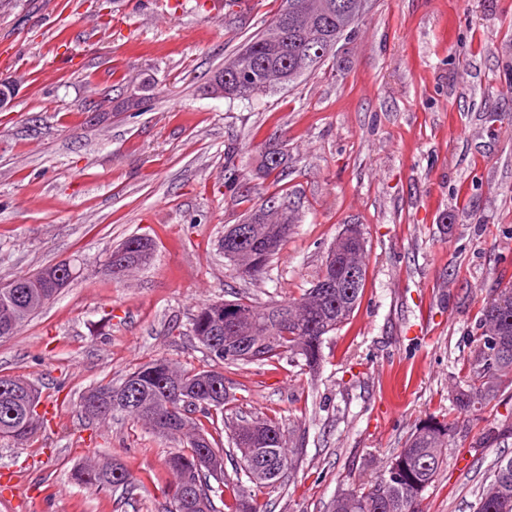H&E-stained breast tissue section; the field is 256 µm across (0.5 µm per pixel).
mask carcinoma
Here are the masks:
<instances>
[{
  "instance_id": "obj_1",
  "label": "carcinoma",
  "mask_w": 512,
  "mask_h": 512,
  "mask_svg": "<svg viewBox=\"0 0 512 512\" xmlns=\"http://www.w3.org/2000/svg\"><path fill=\"white\" fill-rule=\"evenodd\" d=\"M297 5L294 23L285 26L282 14L252 37L245 47L224 63L219 72L230 74L248 70L251 77L244 85L226 95L230 101L251 103L276 87L294 84L312 70L310 56L326 51L332 44L354 33L365 11L361 0H288ZM237 153H224L227 183L236 192L249 195L251 186L235 177ZM288 156L279 147H270L262 156L257 175L281 179ZM300 222V215L288 195L275 193L244 219L254 246L252 258H238L239 246L234 226L224 229L218 249L224 262L243 278H255L267 272L288 235ZM366 246L356 240L336 236L328 252L337 262L324 263L300 297L288 302L257 303L239 298L229 301L237 310L236 321L219 328L213 304L201 305L192 322V332L205 349L212 364L202 369H181L166 359H155L129 373L118 386L100 384L87 389L80 398L81 412L97 420L118 413L140 422L153 434L179 439L183 450L179 463H169L175 475L172 492L173 510L178 509L181 486L193 484L205 500L207 512H217L214 498L229 492L224 503L228 512H270L268 503L246 492L241 485L218 479L210 483L213 472L204 458L224 459V448L215 446L210 430L227 425L224 414L233 399L214 387L224 380L220 372L226 364L250 363L245 350H227L224 343L233 336L248 341L247 348L257 349L259 362L276 363L293 355L309 370L322 361L324 336L340 328L360 304L366 279ZM155 246L151 239L131 236L112 249L105 266L112 267V279L120 280L134 270L151 263ZM358 270L357 286L346 287L350 268ZM59 289L44 287L43 271L20 275L11 287L0 288V341L11 338L18 328L55 299ZM481 336L478 353L468 373L455 389L457 411L479 416L500 393L512 386V285L498 289L480 310ZM10 386L0 379V441L21 443L43 424L28 393L39 395L30 382L8 377ZM458 422L429 416L415 426L404 445L394 452L385 470L372 482L336 496L332 512H420V503L442 467L447 463L445 449L454 437ZM512 438V422L493 421L479 436V444L493 445ZM236 455L235 471L247 473L260 460L297 468L300 454L285 447L282 428L272 417L240 419L230 428ZM77 481L90 489H111L132 483L129 471L119 462L90 460L77 470ZM475 512H512V456L497 460L493 473L481 484Z\"/></svg>"
}]
</instances>
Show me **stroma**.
Masks as SVG:
<instances>
[{
    "label": "stroma",
    "instance_id": "35a3bbf8",
    "mask_svg": "<svg viewBox=\"0 0 512 512\" xmlns=\"http://www.w3.org/2000/svg\"><path fill=\"white\" fill-rule=\"evenodd\" d=\"M282 0H0V69L16 90L0 112V283L63 260L80 276L11 339L0 375L41 392L50 417L24 444L0 442L16 486L0 512H170L175 441L118 415L78 409L90 386L166 358L200 368L199 305L300 296L346 224L363 225L359 306L325 337L323 361L224 368L234 412L274 416L298 468L260 500L272 512H330L375 479L416 424L453 411L474 356L479 309L512 283V0H369L357 32L318 69L254 103L204 94L214 71L263 30ZM112 19L95 29V18ZM152 89L144 110L119 102ZM254 189L224 184V147ZM279 146V186L254 179ZM284 189L302 221L268 272L241 279L217 243ZM155 245L126 281L105 261L127 238ZM460 420L424 512H474L512 439L486 448ZM119 460L131 485L95 492L71 473Z\"/></svg>",
    "mask_w": 512,
    "mask_h": 512
}]
</instances>
